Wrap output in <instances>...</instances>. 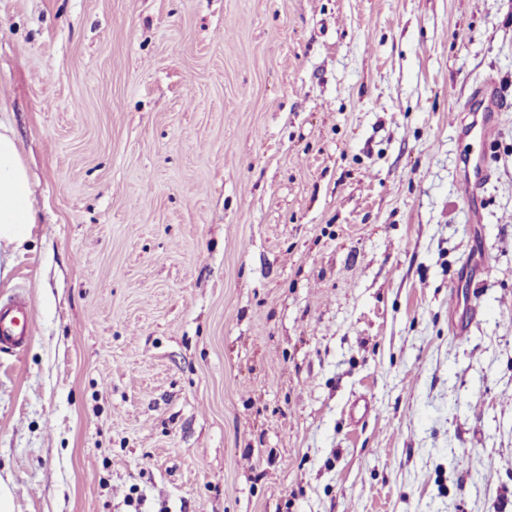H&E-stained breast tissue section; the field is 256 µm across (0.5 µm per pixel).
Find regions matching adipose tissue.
I'll return each mask as SVG.
<instances>
[{
    "label": "adipose tissue",
    "instance_id": "obj_1",
    "mask_svg": "<svg viewBox=\"0 0 512 512\" xmlns=\"http://www.w3.org/2000/svg\"><path fill=\"white\" fill-rule=\"evenodd\" d=\"M32 189L11 126L0 120V275L32 236L36 215Z\"/></svg>",
    "mask_w": 512,
    "mask_h": 512
}]
</instances>
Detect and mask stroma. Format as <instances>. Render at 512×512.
<instances>
[{
  "mask_svg": "<svg viewBox=\"0 0 512 512\" xmlns=\"http://www.w3.org/2000/svg\"><path fill=\"white\" fill-rule=\"evenodd\" d=\"M488 76L512 0H0L14 512H512V101L459 189ZM471 97L478 99L472 105V121L464 128L463 135L475 141L479 148L461 159V197L474 202L484 185L491 178L492 170L487 155V146L495 139L502 96L493 79L475 85ZM478 104L474 108V104ZM32 189L11 126L0 119V276L32 236L36 215ZM29 339L27 305L20 298L0 306V352L22 346Z\"/></svg>",
  "mask_w": 512,
  "mask_h": 512,
  "instance_id": "35a3bbf8",
  "label": "stroma"
}]
</instances>
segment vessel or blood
<instances>
[{"mask_svg":"<svg viewBox=\"0 0 512 512\" xmlns=\"http://www.w3.org/2000/svg\"><path fill=\"white\" fill-rule=\"evenodd\" d=\"M471 95L477 106L471 112L472 120L464 128L463 134L475 141L478 149L461 159V196L466 202H474L484 185L489 181L492 170L489 164L487 147L494 140L502 96L493 79L475 85ZM29 338L27 305L19 298L0 306V352L22 346Z\"/></svg>","mask_w":512,"mask_h":512,"instance_id":"obj_1","label":"vessel or blood"}]
</instances>
